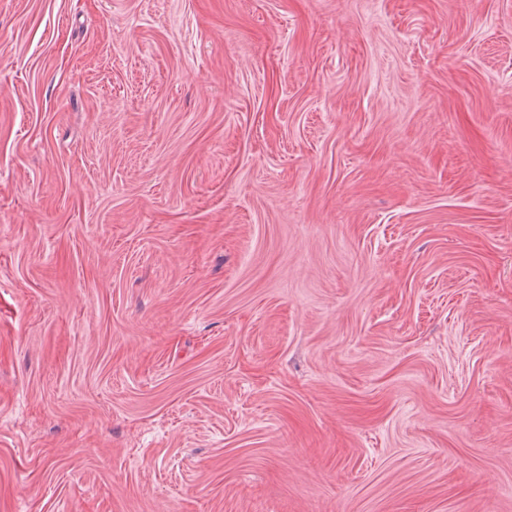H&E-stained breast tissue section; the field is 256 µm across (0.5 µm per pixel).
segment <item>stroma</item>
<instances>
[{
	"label": "stroma",
	"instance_id": "1",
	"mask_svg": "<svg viewBox=\"0 0 512 512\" xmlns=\"http://www.w3.org/2000/svg\"><path fill=\"white\" fill-rule=\"evenodd\" d=\"M0 512H512V0H0Z\"/></svg>",
	"mask_w": 512,
	"mask_h": 512
}]
</instances>
